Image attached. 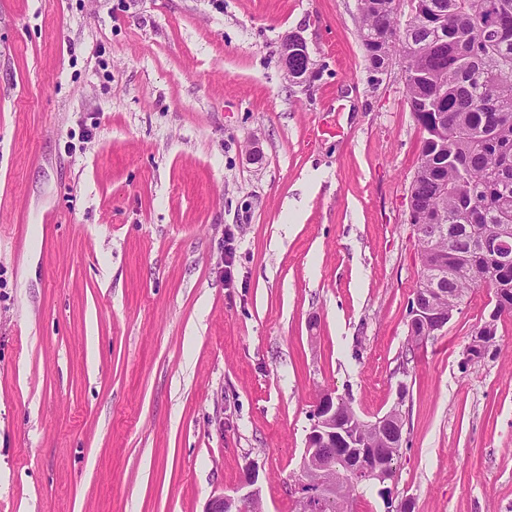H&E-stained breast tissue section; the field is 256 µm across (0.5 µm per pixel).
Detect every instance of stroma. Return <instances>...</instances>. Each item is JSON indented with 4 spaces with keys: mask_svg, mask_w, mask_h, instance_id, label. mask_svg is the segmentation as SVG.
<instances>
[{
    "mask_svg": "<svg viewBox=\"0 0 512 512\" xmlns=\"http://www.w3.org/2000/svg\"><path fill=\"white\" fill-rule=\"evenodd\" d=\"M356 18L0 0V512H203L252 461L266 512H295L323 389L403 413L352 512H512V315L478 362L487 288L411 344L421 133ZM295 55L305 56L308 61V67L311 70L312 62L304 38L299 33H289L282 39L280 56L288 75V80L293 84H299L298 81L306 76L308 68L305 60L301 57L288 60V57Z\"/></svg>",
    "mask_w": 512,
    "mask_h": 512,
    "instance_id": "35a3bbf8",
    "label": "stroma"
}]
</instances>
